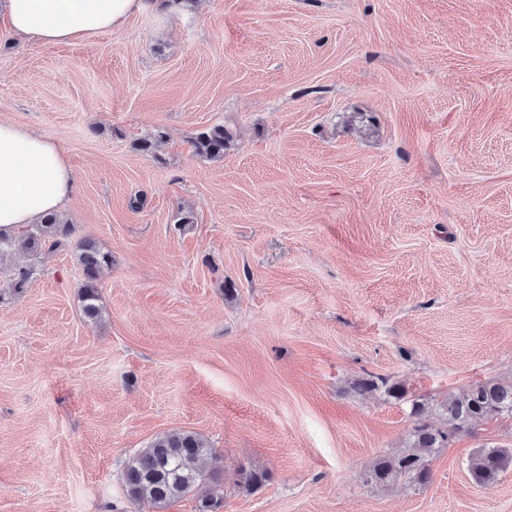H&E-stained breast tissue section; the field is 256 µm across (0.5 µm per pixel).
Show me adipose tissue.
<instances>
[{
	"label": "adipose tissue",
	"instance_id": "1",
	"mask_svg": "<svg viewBox=\"0 0 512 512\" xmlns=\"http://www.w3.org/2000/svg\"><path fill=\"white\" fill-rule=\"evenodd\" d=\"M151 0H6L16 38L40 45L91 41L122 29ZM76 188L69 152L23 126L0 121V230L33 224L64 207Z\"/></svg>",
	"mask_w": 512,
	"mask_h": 512
}]
</instances>
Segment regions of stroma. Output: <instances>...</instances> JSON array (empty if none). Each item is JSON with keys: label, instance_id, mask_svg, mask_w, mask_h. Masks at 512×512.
I'll return each instance as SVG.
<instances>
[{"label": "stroma", "instance_id": "obj_1", "mask_svg": "<svg viewBox=\"0 0 512 512\" xmlns=\"http://www.w3.org/2000/svg\"><path fill=\"white\" fill-rule=\"evenodd\" d=\"M0 120L69 148L63 213L112 254L95 322L72 246L0 267V512H156L122 471L175 429L215 448L221 512H512V467L467 469L508 418L424 487L366 481L412 401L512 381V0H193L58 46L0 26ZM216 124L234 145L201 160ZM370 375L403 399L356 394ZM233 134L224 125H213L198 132L191 139L193 153L200 159L218 161L233 144Z\"/></svg>", "mask_w": 512, "mask_h": 512}]
</instances>
